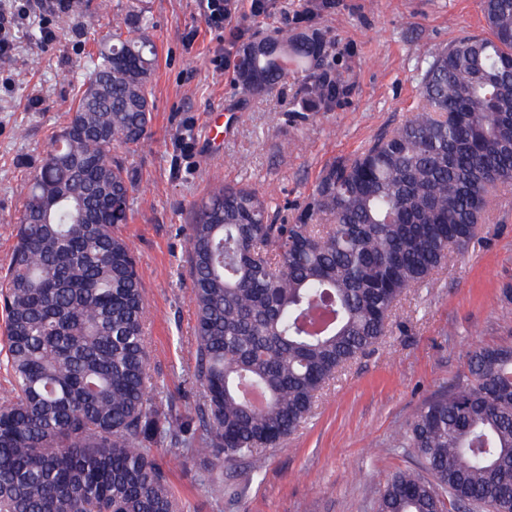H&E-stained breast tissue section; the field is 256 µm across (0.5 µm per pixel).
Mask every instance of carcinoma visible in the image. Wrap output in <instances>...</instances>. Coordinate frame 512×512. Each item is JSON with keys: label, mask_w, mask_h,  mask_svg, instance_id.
<instances>
[{"label": "carcinoma", "mask_w": 512, "mask_h": 512, "mask_svg": "<svg viewBox=\"0 0 512 512\" xmlns=\"http://www.w3.org/2000/svg\"><path fill=\"white\" fill-rule=\"evenodd\" d=\"M487 34L426 62L410 118L320 172L295 222L218 178L194 202L187 263L198 397L152 385L142 272L127 221L134 186L112 150L149 138L152 40L103 44L63 133L33 176L0 297L10 388L0 395V512H183L151 443L185 449L218 498L224 465L275 448L330 381L387 335L410 288L430 282L512 185V0H483ZM241 53L252 95L288 69L316 107L342 84L315 30H276ZM470 378L425 404L392 442L417 467L377 512H512V346L474 347Z\"/></svg>", "instance_id": "cac0c4a2"}]
</instances>
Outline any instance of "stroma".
Here are the masks:
<instances>
[{
	"label": "stroma",
	"instance_id": "1",
	"mask_svg": "<svg viewBox=\"0 0 512 512\" xmlns=\"http://www.w3.org/2000/svg\"><path fill=\"white\" fill-rule=\"evenodd\" d=\"M251 0L237 28L209 29L200 0H70L65 13L15 16V51L0 59V271L16 244L30 180L91 67L107 19L152 17L156 49L150 138L125 164L134 182L120 233L143 274L146 339L154 382L183 402L191 374L195 313L186 273L192 206L213 178L272 195L295 216L320 170L399 125L420 102L431 56L464 34L482 33L483 0ZM311 28L324 40V66L347 91L331 109L310 111L304 77L291 71L262 98L248 96L217 52L278 28ZM463 254L430 285L405 293L391 332L334 383L306 423L280 447L224 469L239 498H216L180 449L154 452L185 512H375L380 490L414 460L393 447L420 407L463 382L473 345H512V186Z\"/></svg>",
	"mask_w": 512,
	"mask_h": 512
}]
</instances>
